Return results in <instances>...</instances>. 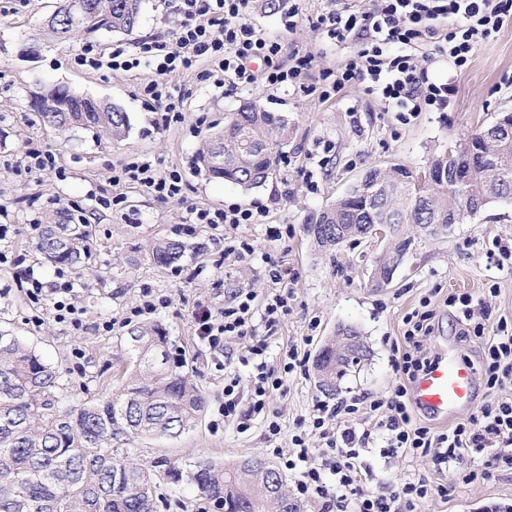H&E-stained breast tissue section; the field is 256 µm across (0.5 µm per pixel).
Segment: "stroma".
Returning <instances> with one entry per match:
<instances>
[{"mask_svg":"<svg viewBox=\"0 0 512 512\" xmlns=\"http://www.w3.org/2000/svg\"><path fill=\"white\" fill-rule=\"evenodd\" d=\"M58 5L59 0H33L23 12H0V206L6 208L12 226L0 240V252L24 255L26 265L42 281L55 280L60 273L75 281L82 326L76 329L56 322L45 305L31 303L17 268L5 267L0 269V329L35 347L59 370L56 393L63 406L90 403L116 391L129 367L121 339L129 329L125 317L138 302L142 286L166 296L167 307L149 320L166 328L168 350L180 352L178 372L202 391L206 406L198 426L180 438L135 440L131 448L140 463L191 459L231 466L259 454L282 466L292 452L297 422L308 417L315 404L335 405L393 391L398 379L390 345L402 336L408 314L426 304L434 309L435 329L424 343L431 358L450 346L461 357L477 356V343L458 339L459 327L445 304L448 294L466 293L483 300L490 321L512 320V268L495 265L500 247H512V203H492L454 225L446 236L418 239L386 288L369 284L371 260L382 251V244L364 240L324 253L305 230L308 215L331 205L369 167L399 164L423 171L432 154L454 148L472 130L512 110V23L478 40L462 71L441 57L434 43L420 44L415 53L429 80L450 83L455 92L447 110L420 113L406 125L360 84L347 86L325 101L299 89L205 87L194 74L184 73L173 80L184 98L182 120L163 128L155 125L154 113L138 94L142 73L104 69L88 74L75 65L74 57L88 45L106 52L129 49L139 37L167 32L175 20L167 14L164 0H143L135 34L103 32L63 40L43 28ZM335 6L336 0H299L302 20L291 33L280 13L254 7L248 18L287 47L312 52L316 62L310 76L315 79L320 70L341 65L354 51L353 44L337 45L317 24L318 16ZM33 37L41 43L38 56L21 57L20 49ZM51 84L121 108L129 117L126 136L115 141L81 128L62 132L41 124L28 103L31 94ZM253 97L265 108L287 115L292 125L283 149L287 164L279 165L263 186L252 190L206 180L196 173L194 158L209 126L234 112L241 99ZM38 146L56 153L55 168L16 176L17 160L27 148ZM138 155L149 156L164 168H178L186 183L183 197L161 202L128 190L124 209L101 210L91 221L90 257L83 265L61 268L44 260L36 249L38 234L32 224L55 223L60 212L75 205L95 208L96 197L112 192L113 168ZM255 201L267 207L262 223L219 230L198 224L192 233L184 231L193 209L230 203L247 207ZM284 227L291 228V235L275 237V229ZM231 236L250 241L254 256L244 262H221L224 240ZM162 238L186 245L177 268L151 261L148 249ZM274 263L287 271L294 294L288 314L277 326L266 327L259 318L254 321L252 338L266 341L269 367L278 368L292 345L316 357L345 325L360 329L367 353L331 397L318 389L314 374L289 378L270 400V411L281 427L271 439L262 420L242 432L219 414L225 373L237 375L241 389L249 387L251 369L243 364L242 353L250 338L230 339L223 352H213L199 343L191 312L201 303L221 309L240 288L264 298L273 288L269 271ZM106 321L113 322L112 331L102 330ZM362 461L378 482L414 476L442 486L444 495L425 501L422 512H477L491 501L512 503V470L494 465L488 454L473 464L475 470L488 471V478L468 484L457 472H436L428 457L385 458L375 447ZM157 512L217 510L191 487L164 478L157 489Z\"/></svg>","mask_w":512,"mask_h":512,"instance_id":"obj_1","label":"stroma"}]
</instances>
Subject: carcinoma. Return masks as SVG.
<instances>
[{"label": "carcinoma", "instance_id": "carcinoma-1", "mask_svg": "<svg viewBox=\"0 0 512 512\" xmlns=\"http://www.w3.org/2000/svg\"><path fill=\"white\" fill-rule=\"evenodd\" d=\"M141 0H63L50 15L53 34L75 36L96 32L133 33L139 25ZM30 108L43 124L55 129L83 128L123 137L127 113L117 106L65 86H53L30 96ZM290 122L248 98L205 139L196 156L197 169L245 190L258 188L275 173ZM440 179L418 195L410 180L416 172L399 165L372 167L364 186H374L371 198L353 187L333 204L308 218V232L324 251H334L336 229L348 240L365 238L362 227L389 226L388 266L408 253L423 224L440 225L439 235L452 225L443 216L450 203H464L472 192L467 184L448 186V169L457 166L479 177L485 203L512 202V134L504 140L483 126L460 140L454 149L432 156ZM88 224L67 218L47 224L38 249L57 264L79 265L88 255ZM185 250L175 239L153 243L151 256L159 267L175 263ZM166 329L144 324L127 332L123 341L132 373L122 389L101 400L62 407L56 395L59 372L18 337L0 331V512H155L158 473L133 458L125 445L143 436L178 438L192 431L205 408L198 387L168 365ZM331 339L317 360L329 365L328 378L318 380L327 396L365 357L366 346L338 359ZM265 459L252 457L233 467L209 460L170 466L165 474L184 481L224 512H304L287 484L268 495L262 470Z\"/></svg>", "mask_w": 512, "mask_h": 512}]
</instances>
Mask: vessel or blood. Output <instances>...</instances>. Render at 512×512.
I'll list each match as a JSON object with an SVG mask.
<instances>
[{
  "label": "vessel or blood",
  "mask_w": 512,
  "mask_h": 512,
  "mask_svg": "<svg viewBox=\"0 0 512 512\" xmlns=\"http://www.w3.org/2000/svg\"><path fill=\"white\" fill-rule=\"evenodd\" d=\"M475 385L473 365L444 355L413 383V403L421 411L448 420L471 406Z\"/></svg>",
  "instance_id": "vessel-or-blood-1"
}]
</instances>
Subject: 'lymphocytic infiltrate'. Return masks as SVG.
<instances>
[{"instance_id": "lymphocytic-infiltrate-1", "label": "lymphocytic infiltrate", "mask_w": 512, "mask_h": 512, "mask_svg": "<svg viewBox=\"0 0 512 512\" xmlns=\"http://www.w3.org/2000/svg\"><path fill=\"white\" fill-rule=\"evenodd\" d=\"M249 8L250 0H170L172 15L181 19L172 31L140 38L130 53L116 48L105 54L86 47L74 61L88 73L105 68L115 72L147 70L139 92L145 107L165 126L182 119L184 99L172 80L189 70L199 84L217 88L261 86L278 90L304 86L312 55L298 51L286 54L281 40L264 35L248 22ZM511 21L512 0H376L375 7L369 9L319 16L317 22L330 39H350L358 44L356 53L344 64L321 70L319 96L327 100L346 86L359 83L404 124L419 113L443 110L454 89L447 83L429 81L414 53L416 45L423 40L434 41L440 55L462 69L478 37L489 36ZM111 185V196L98 200L105 209L125 205L127 186L165 202L182 197L185 182L177 168L164 169L149 158L137 157L113 170ZM264 215L260 206L230 205L197 209L193 221L216 229L226 224H258ZM269 275L277 289L265 297L262 307H255L254 294L246 290L235 291L221 312L198 306L192 318L199 341L212 349L223 348L226 340L247 336L258 314L267 326H275L287 314L293 293L282 286L286 277L282 268L272 266ZM23 278L33 303L54 296L56 320L66 322L76 314L70 282H44L30 270ZM473 302L467 294L448 298V306L461 327V340L476 338L482 342L477 372L488 393L496 395L512 384V323L504 319L490 325L474 322ZM434 318L430 310L407 316L403 345L391 347L394 370L402 379L391 394L383 398L358 397L336 406L319 403L309 419L298 423L291 438L295 454L284 466L299 473L298 496L319 502L321 512H419L427 497L441 493V486L423 479L358 491L362 454L379 439L384 442L386 455H429L436 466L455 470L467 482L474 480L476 473L466 470V461L486 451H493L496 464L512 467L511 398L499 399L496 406L471 414L440 433L433 432L426 423L414 422L407 384L431 363L423 353V340L433 333ZM243 362L252 368L249 396L241 398L237 376H225L224 419L244 432L254 420L262 418L268 435L276 436L280 425L268 417L269 400L285 379L306 374L307 360L292 346L285 352L279 370H271L267 344L259 339L247 347ZM335 417L341 424L333 428L329 422ZM314 437L323 441L322 453L310 448Z\"/></svg>"}]
</instances>
